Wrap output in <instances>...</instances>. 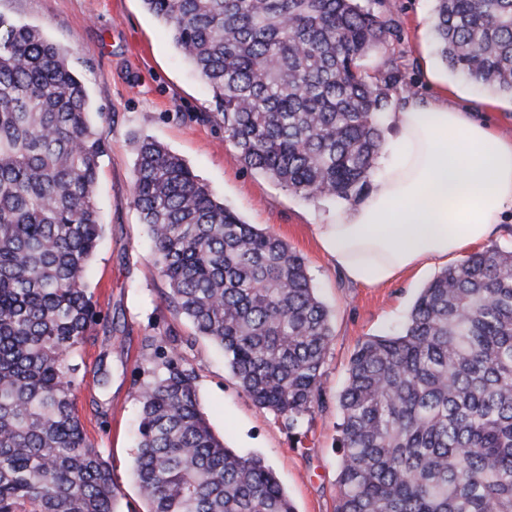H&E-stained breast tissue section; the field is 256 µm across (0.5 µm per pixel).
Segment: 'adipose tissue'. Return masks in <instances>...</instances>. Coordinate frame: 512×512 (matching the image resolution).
<instances>
[{
  "mask_svg": "<svg viewBox=\"0 0 512 512\" xmlns=\"http://www.w3.org/2000/svg\"><path fill=\"white\" fill-rule=\"evenodd\" d=\"M369 192L319 225L317 239L352 283L372 288L441 264L503 234L512 214V136L449 98L404 96Z\"/></svg>",
  "mask_w": 512,
  "mask_h": 512,
  "instance_id": "obj_1",
  "label": "adipose tissue"
}]
</instances>
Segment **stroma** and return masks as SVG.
Returning <instances> with one entry per match:
<instances>
[{
	"mask_svg": "<svg viewBox=\"0 0 512 512\" xmlns=\"http://www.w3.org/2000/svg\"><path fill=\"white\" fill-rule=\"evenodd\" d=\"M391 15L395 31L365 67L383 77L397 59L405 84L430 96L438 86L427 65L439 62L432 29L434 0H364ZM0 16L39 26L61 46L84 83L93 110L108 113L107 147L100 160L96 200L104 226L91 262L88 288L106 320L82 348V367L104 362L105 392L80 388L77 406L90 439L113 467L121 512H144L131 478L133 435L139 413L135 382L141 342L147 336L189 335L165 295L150 242L132 204L133 137L149 136L180 156L225 206L246 223L269 231L305 260L320 298L332 315L333 337L323 366V404L295 441L283 421L259 408L240 388L214 344L197 339L184 351L196 370L198 402L227 447L263 457L297 512H333L338 454L337 396L350 358L367 336L399 330L420 289L435 275L429 267L395 283L364 288L347 281L321 250L315 227L337 206L331 198L306 199L246 168L231 142L215 100L177 49L169 28L141 0H0ZM465 96L492 99L490 128L512 135V97L453 77Z\"/></svg>",
	"mask_w": 512,
	"mask_h": 512,
	"instance_id": "35a3bbf8",
	"label": "stroma"
}]
</instances>
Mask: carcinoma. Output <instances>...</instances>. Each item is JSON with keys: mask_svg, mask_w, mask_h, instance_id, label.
I'll return each instance as SVG.
<instances>
[{"mask_svg": "<svg viewBox=\"0 0 512 512\" xmlns=\"http://www.w3.org/2000/svg\"><path fill=\"white\" fill-rule=\"evenodd\" d=\"M212 92L241 162L304 198L357 197L397 84L364 58L393 21L361 0H142ZM442 60L512 94V0H435ZM106 136L66 52L0 16V512H117L77 408L74 356L100 324ZM133 204L190 336L142 343L132 465L145 512H296L265 460L224 445L182 346L220 347L255 404L298 428L322 404L330 311L304 258L224 206L178 155L137 143ZM334 512H512V249L421 289L401 329L360 341L338 395Z\"/></svg>", "mask_w": 512, "mask_h": 512, "instance_id": "cac0c4a2", "label": "carcinoma"}]
</instances>
